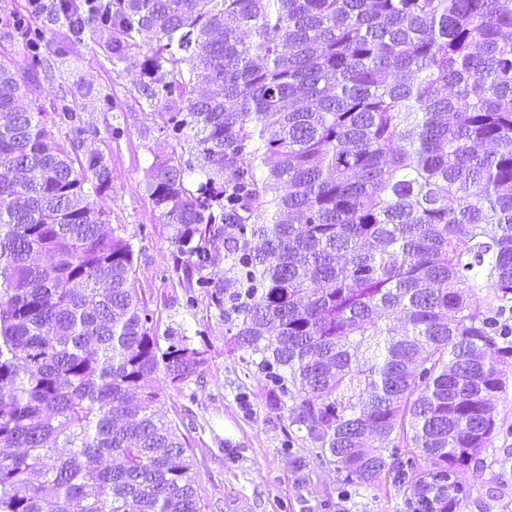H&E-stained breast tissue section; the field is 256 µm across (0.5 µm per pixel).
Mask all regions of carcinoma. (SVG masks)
<instances>
[{
	"label": "carcinoma",
	"instance_id": "obj_1",
	"mask_svg": "<svg viewBox=\"0 0 512 512\" xmlns=\"http://www.w3.org/2000/svg\"><path fill=\"white\" fill-rule=\"evenodd\" d=\"M0 18V512H205L167 391L205 351L160 346L78 107L38 104L73 39L134 55L193 159L152 166L185 304L233 349L339 495L416 477L459 512L512 364V0H50ZM254 39L246 41L244 31ZM205 76L208 90L196 95ZM68 129L52 138L47 122Z\"/></svg>",
	"mask_w": 512,
	"mask_h": 512
}]
</instances>
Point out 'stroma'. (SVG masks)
Returning a JSON list of instances; mask_svg holds the SVG:
<instances>
[{"label":"stroma","mask_w":512,"mask_h":512,"mask_svg":"<svg viewBox=\"0 0 512 512\" xmlns=\"http://www.w3.org/2000/svg\"><path fill=\"white\" fill-rule=\"evenodd\" d=\"M107 41L100 35L69 43L66 56L52 61L47 76L40 79V102L49 108L70 93L84 124L96 130L93 146L109 158L112 169V189L102 205L110 227L132 239L137 286L155 312L158 331L180 330L205 352L194 403L185 404L174 395L160 412L173 419L186 405L193 413L189 453L207 512H318L319 503L329 497L335 500L333 512H404L407 490L383 481L339 497L334 468L309 457L299 443L294 455L305 456L307 466L296 470L294 455L281 450L288 431L286 413L270 404L262 376L247 369L239 352L232 350L228 323L207 298L186 306L184 290L170 273L171 230L161 224L147 195L152 164L168 157L174 144L161 129L160 113L151 111L139 90L138 65L112 68ZM80 87L110 95L113 110L101 111L91 98L77 95ZM115 125L126 130L117 141L107 135L108 127ZM502 374L506 389L497 406L499 431L482 450L478 464L462 474L471 487L463 512H512V366L504 367ZM242 392L249 397L248 405L239 401ZM223 439L232 440V447L221 448Z\"/></svg>","instance_id":"35a3bbf8"}]
</instances>
